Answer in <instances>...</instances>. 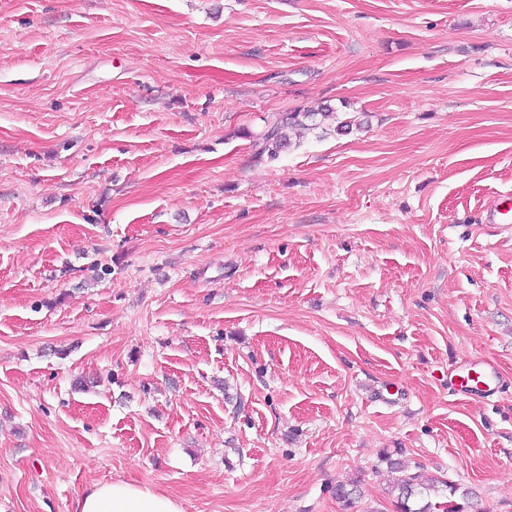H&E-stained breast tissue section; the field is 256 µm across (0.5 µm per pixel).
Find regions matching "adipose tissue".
<instances>
[{
  "label": "adipose tissue",
  "mask_w": 512,
  "mask_h": 512,
  "mask_svg": "<svg viewBox=\"0 0 512 512\" xmlns=\"http://www.w3.org/2000/svg\"><path fill=\"white\" fill-rule=\"evenodd\" d=\"M73 512H184L174 498L149 487L115 480L93 485L78 496Z\"/></svg>",
  "instance_id": "obj_1"
}]
</instances>
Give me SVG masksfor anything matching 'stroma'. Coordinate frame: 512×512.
<instances>
[{
    "instance_id": "obj_1",
    "label": "stroma",
    "mask_w": 512,
    "mask_h": 512,
    "mask_svg": "<svg viewBox=\"0 0 512 512\" xmlns=\"http://www.w3.org/2000/svg\"><path fill=\"white\" fill-rule=\"evenodd\" d=\"M506 195L512 0H0V512H512ZM336 113L330 109H325V112H313L312 110L288 112L285 118L267 126L264 132L256 138L254 146L257 154L260 156L266 154L271 160L277 159L280 152L288 146V127L304 126L306 122H309L311 125L307 126L318 128L321 125V120H335ZM319 115L321 119L318 122ZM384 453L382 461L388 469L398 473V477L390 486L389 493L396 499L400 512H455L448 508V499L444 495L449 490L450 495L455 494L459 487L440 479L423 480L417 473H410L399 458ZM72 512H184L174 498L125 480L94 484L78 496Z\"/></svg>"
}]
</instances>
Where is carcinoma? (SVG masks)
<instances>
[{
    "label": "carcinoma",
    "mask_w": 512,
    "mask_h": 512,
    "mask_svg": "<svg viewBox=\"0 0 512 512\" xmlns=\"http://www.w3.org/2000/svg\"><path fill=\"white\" fill-rule=\"evenodd\" d=\"M334 118L336 112L330 109L320 114L311 110L289 112L282 120L267 126L256 138L254 146L257 154H265L269 159L275 160L288 146V127L304 126L309 122L317 128L320 121ZM382 461L391 472L398 474L390 486L389 493L396 499L399 512H455V509L448 508L444 491L454 494L458 491L457 485L440 479L424 480L420 475L409 472L400 459L392 457L389 453L383 454ZM335 496L345 508H353L360 496L359 481L353 480L336 485Z\"/></svg>",
    "instance_id": "1"
}]
</instances>
